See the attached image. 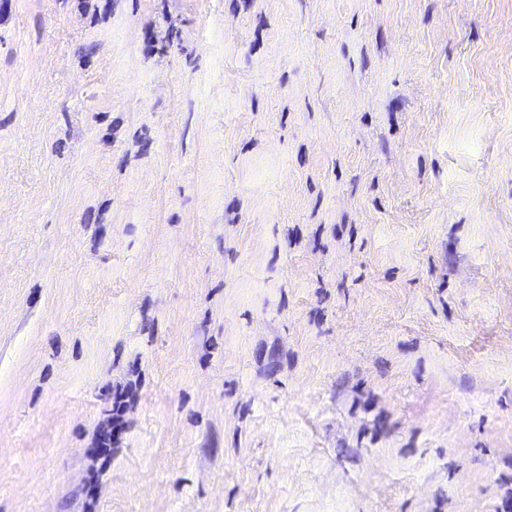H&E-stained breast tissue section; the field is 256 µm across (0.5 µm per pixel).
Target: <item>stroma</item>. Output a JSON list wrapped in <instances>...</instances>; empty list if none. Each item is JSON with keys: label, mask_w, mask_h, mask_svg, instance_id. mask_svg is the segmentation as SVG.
I'll list each match as a JSON object with an SVG mask.
<instances>
[{"label": "stroma", "mask_w": 512, "mask_h": 512, "mask_svg": "<svg viewBox=\"0 0 512 512\" xmlns=\"http://www.w3.org/2000/svg\"><path fill=\"white\" fill-rule=\"evenodd\" d=\"M0 512H512V0H0Z\"/></svg>", "instance_id": "stroma-1"}]
</instances>
